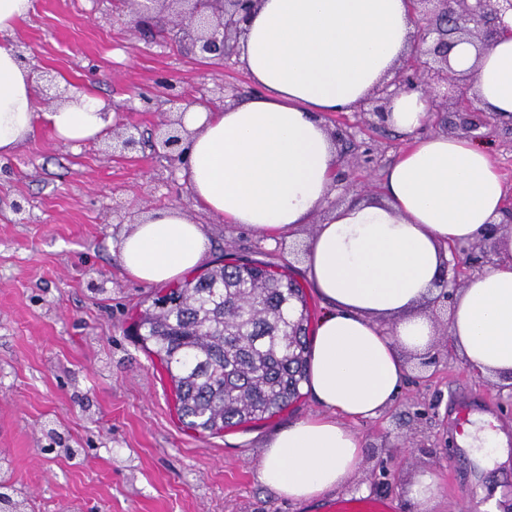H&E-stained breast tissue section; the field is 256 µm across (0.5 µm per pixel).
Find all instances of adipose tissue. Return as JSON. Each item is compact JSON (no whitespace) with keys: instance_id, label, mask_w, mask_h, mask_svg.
I'll list each match as a JSON object with an SVG mask.
<instances>
[{"instance_id":"1","label":"adipose tissue","mask_w":512,"mask_h":512,"mask_svg":"<svg viewBox=\"0 0 512 512\" xmlns=\"http://www.w3.org/2000/svg\"><path fill=\"white\" fill-rule=\"evenodd\" d=\"M407 0H260L241 41L257 94L221 111L194 107L182 174L202 211L244 224L271 241L295 240L332 194L339 162L322 116L351 112L413 49ZM453 67L471 72L475 99L494 121H512V34L484 50L462 41ZM38 87L14 47L0 42V157L44 123L65 143L101 136L116 114L75 97L36 112ZM432 120L422 91L395 97L387 123L410 144L380 194L330 214L302 256L324 308L309 340L305 389L319 415L266 440L259 479L277 495L311 504L343 486L361 461L346 419L386 408L408 371L407 352L434 328L423 304L437 290L449 245L492 235L496 263L457 292L449 336L479 373L512 377V226L502 224L506 187L479 142L423 135ZM497 232H490V225ZM131 278L165 285L205 263L210 239L181 210L156 211L117 242Z\"/></svg>"}]
</instances>
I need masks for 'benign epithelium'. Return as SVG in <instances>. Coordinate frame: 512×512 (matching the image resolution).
I'll list each match as a JSON object with an SVG mask.
<instances>
[{"label":"benign epithelium","mask_w":512,"mask_h":512,"mask_svg":"<svg viewBox=\"0 0 512 512\" xmlns=\"http://www.w3.org/2000/svg\"><path fill=\"white\" fill-rule=\"evenodd\" d=\"M137 5L134 25L138 29L157 32L176 43L184 36H192L194 55L216 63L236 54L235 42L248 23L258 0H132ZM422 6L425 22L417 26L414 35L416 50L407 64L398 68L395 76L378 87L374 96L360 107L361 112H372L380 116L386 112V105L400 92L411 88L410 75L421 76L416 87L428 97L431 111L450 129H459L472 134L483 128L490 129L492 122L485 113L471 105L468 92L472 76L468 72L453 69L450 54L457 42L481 34L480 46L487 45L498 32L509 27L504 21L512 16V0H412ZM453 78L459 88L458 96L450 103L438 104L433 93L442 84ZM168 101L176 111L186 112L190 108L209 102L190 99L176 90V84L166 83ZM188 132L182 119H169L163 124L160 145L163 157L170 167L185 164V141ZM138 141L133 133L117 137L108 145L112 152L124 155L136 149ZM476 246L461 247L448 245L451 260L448 261V276L443 278L441 293L434 299L448 300L447 287H459L471 262L463 256L473 253Z\"/></svg>","instance_id":"1"}]
</instances>
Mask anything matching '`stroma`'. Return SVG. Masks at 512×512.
Wrapping results in <instances>:
<instances>
[{"label": "stroma", "instance_id": "stroma-1", "mask_svg": "<svg viewBox=\"0 0 512 512\" xmlns=\"http://www.w3.org/2000/svg\"><path fill=\"white\" fill-rule=\"evenodd\" d=\"M35 67L59 86L109 103L121 128L139 133L138 149L106 156L107 139L73 147L37 128L0 159V451L9 490L29 512H323L280 498L259 479L262 445L280 427L319 414L310 394L285 410L213 436L178 419L172 385L159 360L132 331L157 286L128 277L114 247L129 223L175 207L204 225L209 259L242 258L287 267L303 288L311 315L322 308L302 265L315 231L270 246L242 224L199 210L180 170L156 148L170 114L165 81L187 97L222 103L256 86L238 57L213 64L145 31H133L122 0H33L11 37ZM154 100L144 110L140 95ZM353 143L337 166L359 194L380 191L405 137L370 116L346 113ZM508 187L512 215V125L483 137ZM25 215L14 211L16 202ZM436 362L411 368L392 405L350 421L362 461L333 498L377 496L397 512H417L407 489L425 475L438 494L431 512H481L500 493L512 512V460L481 467L448 452L450 407L473 398L472 423L512 439V396L476 372L448 340V314L431 311Z\"/></svg>", "mask_w": 512, "mask_h": 512}]
</instances>
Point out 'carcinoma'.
I'll return each instance as SVG.
<instances>
[{
    "instance_id": "obj_1",
    "label": "carcinoma",
    "mask_w": 512,
    "mask_h": 512,
    "mask_svg": "<svg viewBox=\"0 0 512 512\" xmlns=\"http://www.w3.org/2000/svg\"><path fill=\"white\" fill-rule=\"evenodd\" d=\"M219 270L139 316V339L165 365L179 416L202 433L283 411L306 371L307 324L288 325L302 287L255 260Z\"/></svg>"
}]
</instances>
